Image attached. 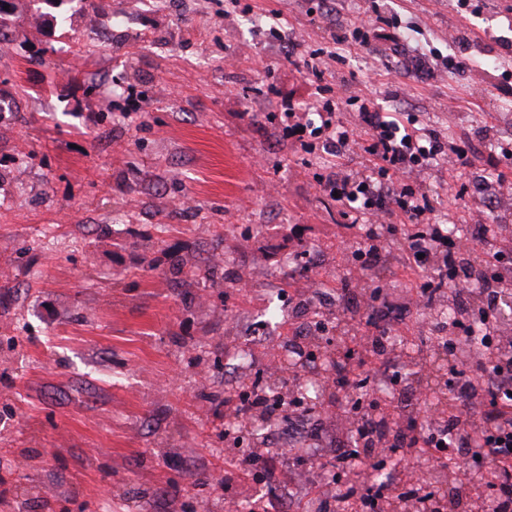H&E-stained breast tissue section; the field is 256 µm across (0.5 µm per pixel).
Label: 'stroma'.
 Instances as JSON below:
<instances>
[{
	"instance_id": "35a3bbf8",
	"label": "stroma",
	"mask_w": 512,
	"mask_h": 512,
	"mask_svg": "<svg viewBox=\"0 0 512 512\" xmlns=\"http://www.w3.org/2000/svg\"><path fill=\"white\" fill-rule=\"evenodd\" d=\"M50 10L9 0L0 43V512H300L312 482L342 512L306 451L349 438L330 366L344 327L378 335L368 287L383 288L389 335L409 339L389 358L427 361L435 389L453 358L421 338L453 298L411 303L402 235L382 234L370 261L339 256L353 231L318 184L333 157L285 135L284 106L315 97L353 132L371 98L468 142L482 159L466 175L437 161L408 182L437 223L485 224L507 245L512 193L488 215L474 196L512 183V0H66L62 26ZM365 19L401 42L336 52L313 92L295 61ZM94 23L111 41L90 40ZM275 304L297 326L324 321L315 363L294 368L280 324L260 328ZM355 306L350 326L340 311ZM295 375L320 380L311 412L280 386ZM266 383L305 435L274 443L225 408ZM254 453L269 465L240 471Z\"/></svg>"
}]
</instances>
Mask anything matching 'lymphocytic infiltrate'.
Segmentation results:
<instances>
[{"mask_svg": "<svg viewBox=\"0 0 512 512\" xmlns=\"http://www.w3.org/2000/svg\"><path fill=\"white\" fill-rule=\"evenodd\" d=\"M358 119L364 134L361 149L389 181L357 182L338 173L326 179L327 185L338 194L336 204L340 216L356 231L352 241L355 254L375 256L380 229L402 232L407 242L408 264L418 274L420 302L430 303L445 288L465 294L468 282L459 276L464 269L459 246L449 245L447 232L432 221L433 204L426 196L416 195L405 179L414 167L429 165L443 157L457 172H466L474 165V154L465 148L445 153L444 144L434 130L420 133L408 130L396 113L385 111L370 99L361 106ZM398 210L410 221L403 231L391 222ZM473 242L485 253L482 283L488 302L481 318L489 342V359L462 360L448 384L452 409L447 417L422 421L413 417L400 427L388 415L364 416L353 424L357 434L353 447L337 449L331 465L349 470L367 467L375 448L404 447L413 453L425 450L432 453L435 466L450 464L460 470L466 467L469 456L476 455L486 460L494 474L488 488L495 493V512H512V338L497 336L492 321L493 298L499 289L512 286V250L493 248L483 234L475 236ZM384 355L382 337L356 341L343 360L335 364L337 388L354 385L358 372L365 366L383 362ZM423 487L421 474L405 466L397 472L390 488L378 489L368 483L358 487L347 485L338 496L378 506L385 501L387 492L397 491L402 498L415 501L416 512H433L432 496Z\"/></svg>", "mask_w": 512, "mask_h": 512, "instance_id": "lymphocytic-infiltrate-1", "label": "lymphocytic infiltrate"}]
</instances>
